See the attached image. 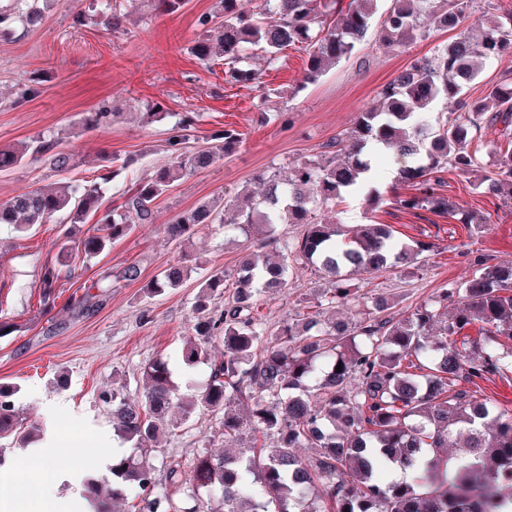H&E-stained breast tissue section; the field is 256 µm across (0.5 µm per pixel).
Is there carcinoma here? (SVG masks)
<instances>
[{
	"mask_svg": "<svg viewBox=\"0 0 512 512\" xmlns=\"http://www.w3.org/2000/svg\"><path fill=\"white\" fill-rule=\"evenodd\" d=\"M0 9V25L19 21L26 27L43 23L40 0H10ZM240 0H220L222 19L203 14L201 33L193 41V55L209 64L221 58L225 80L252 82L256 73L244 68L252 52L269 56L300 44L308 50L307 80L318 81L330 68L354 55L370 41L374 0H262L259 9L244 14ZM467 0H394L384 20L382 41L398 43L408 36L428 37L427 18L437 26L455 29L465 16ZM512 50V13L493 15L477 27L456 34L447 44L414 60L382 89L386 110L362 111L356 123L334 141L336 155L319 162L305 160L280 180L260 176L258 196L238 195L231 203L202 204L166 225L173 241L189 239L202 224L219 220L224 232L260 225L301 224L303 234L284 244L287 257L270 262L249 260L232 275L214 271L200 285L193 330L199 341L186 343L182 362L191 369L208 356L213 337L224 341V353L210 361L202 381L188 377L192 395L180 392L169 362L149 363L143 398L130 403L116 391L101 396L112 417L113 433L141 446L170 430L179 415L184 421L196 410L220 415L224 439L237 437L243 426L268 442L243 457L198 456L193 483L220 490L222 508L205 511L196 503L189 512H512V409L461 386L492 376L512 374V264L492 262L490 256L470 251L471 274L452 281L428 302L399 318L394 302L376 296L372 305L357 309L356 318L341 323L321 318V308L350 304L358 289L348 273L412 270L430 245L401 243L390 224L371 221L346 242L336 221L343 193L369 171L362 159L367 146L379 142L403 158L419 160L401 169L399 182L407 192H396L391 203L404 210L426 209L460 223L471 237L489 233V218L463 209L443 195L448 168L465 175L478 166V148L472 129L481 124L502 125L496 170L482 178L485 193L496 195L512 188V87H493L488 99L468 101L464 83L478 75L475 60L494 58ZM441 100L457 113L434 131L418 122V113ZM105 108L86 113L81 125L97 129L111 121ZM212 146L187 154L183 136L169 140L168 158L143 177L124 204L100 210L102 189L92 179L83 185L59 181L0 204V225L20 232L47 224L67 213L70 223L82 224L98 215L92 232L77 243L93 258L130 235L136 225L155 220L153 204L180 177L231 155L241 133L224 127L211 136ZM47 157L57 172L71 166L72 156L57 150V142L38 137L0 147V172L27 160ZM305 261L331 281L314 313L276 327L254 316L258 289L281 288L287 259ZM235 278L232 301L222 309L209 308L211 296ZM187 277L181 265L164 269L147 285L157 295L175 288ZM56 269L44 273L41 306H55ZM454 313L442 319V310ZM478 325L480 337L461 335ZM341 371H336L337 365ZM16 389L0 383V440L26 448L38 436L40 425L23 420L15 406ZM247 404L248 414L232 412L233 403ZM297 448H312L308 457ZM427 459L410 482L386 479L388 467H409L416 454ZM155 468L146 459L136 462L119 450L112 453V486L108 495L123 500L128 491L145 503L148 512H179L167 493L158 492Z\"/></svg>",
	"mask_w": 512,
	"mask_h": 512,
	"instance_id": "obj_1",
	"label": "carcinoma"
}]
</instances>
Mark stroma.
<instances>
[{
	"label": "stroma",
	"instance_id": "obj_1",
	"mask_svg": "<svg viewBox=\"0 0 512 512\" xmlns=\"http://www.w3.org/2000/svg\"><path fill=\"white\" fill-rule=\"evenodd\" d=\"M89 3L50 0L42 25L0 32V145L37 137L57 141L60 150L74 156L63 176L79 185L122 165V173L104 185L102 205L113 208L123 204L135 181L164 161L175 115H196L185 142L191 152L207 147L211 133L227 125L243 135L229 157L190 173L157 199L155 223L137 225L94 259L74 250L67 260H59L64 226L58 222L26 233L0 226V323L13 328L0 335V381L17 385L15 404L22 416L53 425L65 436L81 433V456L91 464L120 445L111 434L101 393L114 390L128 400L140 399L144 369L158 358L169 360L175 381L183 382L181 348L193 333L201 281L215 270H236L250 253L277 257L280 243L302 232L298 225H276L278 243L273 246L264 229L228 235L223 225L208 224L189 240L175 243L165 234V224L205 201L260 191V174L282 177L294 162L328 159V144L353 126L357 112L381 108L383 87L454 33L434 30L427 39H409L399 47L368 44L314 83L305 80L308 55L303 49L288 48L274 61L261 53L249 62L257 82L229 84L223 64L206 67L191 51L199 16L214 13L219 0H188L174 15L153 11L151 0H137L119 28L92 20L74 25V15L88 11ZM35 72L46 73V82L18 100V88ZM155 102L162 104L167 118L144 122L143 112ZM103 106L114 114L111 123L83 129L82 115ZM474 137L481 143L476 173L448 170L443 192L464 208L490 216L492 229L478 241H470L464 226L447 215L391 204L402 166L392 150L374 155L367 177L345 194L336 219L346 229L367 223L366 199L376 192L384 199L377 221L392 225L401 240L431 246L412 275L353 274L351 282L362 294L386 292L405 314L448 281L468 275L466 244L494 262H512V203L477 187L481 176L494 171L501 139L487 129L475 131ZM59 176L44 159L0 172V203ZM177 262L190 268L183 283L147 297L146 284ZM50 266L60 270L58 299L53 310L45 311L39 299L42 276ZM131 266L139 271L133 281L124 277ZM327 286L314 267L297 264L287 287L258 295L255 308L267 322L280 324L295 317L300 300ZM262 442L249 429L225 441L218 417L199 411L154 442L149 458L157 482L179 504L191 487L200 454L245 455ZM173 469L178 472L174 483L168 479Z\"/></svg>",
	"mask_w": 512,
	"mask_h": 512
}]
</instances>
